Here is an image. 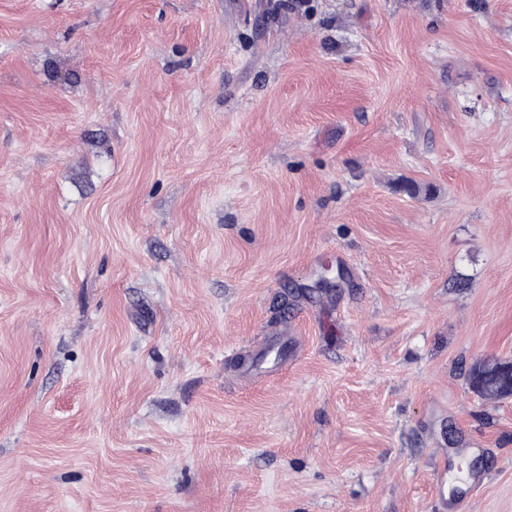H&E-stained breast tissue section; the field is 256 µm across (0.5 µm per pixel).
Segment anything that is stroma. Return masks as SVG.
I'll list each match as a JSON object with an SVG mask.
<instances>
[{
    "label": "stroma",
    "mask_w": 512,
    "mask_h": 512,
    "mask_svg": "<svg viewBox=\"0 0 512 512\" xmlns=\"http://www.w3.org/2000/svg\"><path fill=\"white\" fill-rule=\"evenodd\" d=\"M511 356L512 0H0V512H512ZM491 364L493 366L490 368ZM468 383L474 392L487 398L511 396L512 360H494L476 365L469 372Z\"/></svg>",
    "instance_id": "stroma-1"
}]
</instances>
